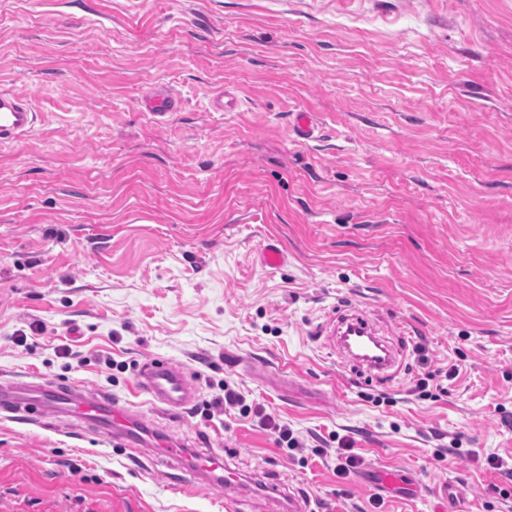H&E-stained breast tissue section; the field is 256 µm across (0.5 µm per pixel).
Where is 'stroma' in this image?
Returning <instances> with one entry per match:
<instances>
[{
    "instance_id": "1",
    "label": "stroma",
    "mask_w": 512,
    "mask_h": 512,
    "mask_svg": "<svg viewBox=\"0 0 512 512\" xmlns=\"http://www.w3.org/2000/svg\"><path fill=\"white\" fill-rule=\"evenodd\" d=\"M156 86L183 100L162 122ZM1 90L39 118L0 145V382L132 401L244 481L188 496L87 425L0 417V512H512L487 463L512 468V0H0ZM342 308L387 375L329 336ZM155 358L187 414L134 390ZM226 383L300 448L210 411ZM341 436L364 460L344 477ZM385 464L411 489L377 486ZM141 106L156 121L161 122L171 112H177L181 108V100L166 88L159 87L152 89L142 97ZM292 130L301 142L316 139L319 134L317 122L310 112H294ZM341 326L347 328L346 333H340L339 342L343 351L349 356V358L358 363L359 365L366 366L368 370L375 371L379 375H384L389 370L395 361L393 352L376 336L372 327L369 326L368 322L362 317L354 314L349 318L343 319ZM353 334L355 336H353ZM353 336L354 340L361 344L364 338L374 343L377 346L379 353L376 356L368 354H361L357 349L351 346L349 337ZM381 351V352H380ZM135 380L138 389L171 415L180 416L197 402V392L188 385L184 369L168 360L158 358L144 364Z\"/></svg>"
}]
</instances>
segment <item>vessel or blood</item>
Masks as SVG:
<instances>
[{"instance_id":"obj_1","label":"vessel or blood","mask_w":512,"mask_h":512,"mask_svg":"<svg viewBox=\"0 0 512 512\" xmlns=\"http://www.w3.org/2000/svg\"><path fill=\"white\" fill-rule=\"evenodd\" d=\"M142 108L156 121H163L181 107L180 99L166 88L147 92L141 99ZM36 114L28 97L12 92H0V143L16 141L30 132ZM292 130L297 140L306 142L319 134L312 113L297 112L293 115ZM345 328L339 336L340 346L349 358L377 374H384L395 361L389 348H382L380 355L360 353L357 343L376 341L377 336L368 322L354 315L343 319ZM136 386L150 394L159 408L172 415H182L197 402L198 395L188 382L184 369L168 360L155 359L144 364L137 373ZM73 418L86 425L107 432L113 442L129 448H152L155 455L182 464L191 477L192 486L222 492L223 488L238 482L236 472L224 465L222 455L198 453L187 456L184 448L155 431L146 429L127 404L112 398L111 394L81 387L69 381L41 384L31 393L19 392L0 385V412L7 417L29 421L44 410Z\"/></svg>"}]
</instances>
